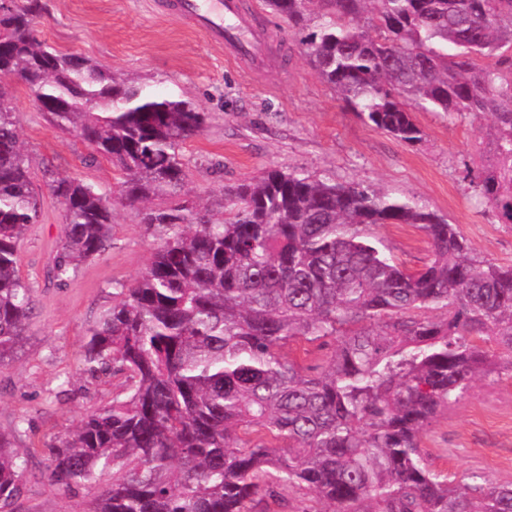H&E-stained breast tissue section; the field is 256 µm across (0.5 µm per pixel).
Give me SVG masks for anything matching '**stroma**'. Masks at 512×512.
Instances as JSON below:
<instances>
[{
    "instance_id": "1",
    "label": "stroma",
    "mask_w": 512,
    "mask_h": 512,
    "mask_svg": "<svg viewBox=\"0 0 512 512\" xmlns=\"http://www.w3.org/2000/svg\"><path fill=\"white\" fill-rule=\"evenodd\" d=\"M37 29L54 46L81 54L150 89L191 98L208 115L202 133L186 140L187 197L223 210L225 189L270 167L298 169L337 184L359 183L410 199L458 225L475 255L512 264V224L499 223L472 197L467 171L491 157L490 118H449L420 112V142L409 145L362 121L309 64L305 48L265 0H251L255 24L277 36L269 65L248 73L200 32L155 13L153 0H44ZM41 211L18 246L20 272L32 288L27 340L0 366V432L14 434L25 461L14 512H81L89 495L62 496L47 480L43 448L72 429L90 408L108 402L116 380L83 373V346L112 284L146 268L156 239L136 209L113 201L112 245L65 282L50 275L62 245L63 210L43 178L52 168L113 192L108 163L86 164L87 147L54 128L29 93L11 87ZM380 235L399 262L421 267L431 257L424 232L387 224ZM427 463L454 480L472 476L512 483V377H479L467 394L421 433Z\"/></svg>"
}]
</instances>
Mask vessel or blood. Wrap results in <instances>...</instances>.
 <instances>
[{"label":"vessel or blood","instance_id":"vessel-or-blood-1","mask_svg":"<svg viewBox=\"0 0 512 512\" xmlns=\"http://www.w3.org/2000/svg\"><path fill=\"white\" fill-rule=\"evenodd\" d=\"M161 7L201 30L239 63L257 59L265 44L261 38L249 40L247 29L252 12L242 0H163Z\"/></svg>","mask_w":512,"mask_h":512}]
</instances>
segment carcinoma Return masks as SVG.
<instances>
[{
	"instance_id": "cac0c4a2",
	"label": "carcinoma",
	"mask_w": 512,
	"mask_h": 512,
	"mask_svg": "<svg viewBox=\"0 0 512 512\" xmlns=\"http://www.w3.org/2000/svg\"><path fill=\"white\" fill-rule=\"evenodd\" d=\"M304 40L318 76L364 122L422 140L416 112L489 115L493 162L473 198L512 224V0H266ZM42 0L0 5V366L26 340L32 289L18 244L40 213L6 87L48 103L89 162L119 173L157 245L89 330L83 373L124 378L46 445L48 480L94 490L85 512H256L311 490L301 512H512V484L450 481L425 462L420 431L475 377H512V265L472 253L454 224L360 184L269 168L224 191V216L180 197L181 144L207 113L118 79L39 38ZM63 213L53 277L112 243V201L53 169ZM421 229L432 257L411 269L378 228ZM337 348L308 373L285 345ZM24 462L0 432V509Z\"/></svg>"
}]
</instances>
